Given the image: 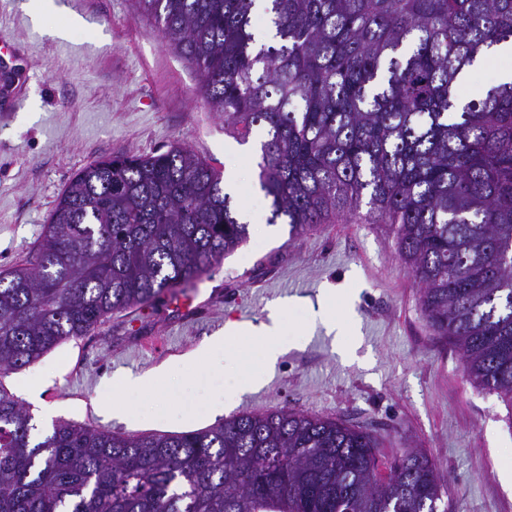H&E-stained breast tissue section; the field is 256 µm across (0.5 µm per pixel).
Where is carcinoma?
Segmentation results:
<instances>
[{
	"label": "carcinoma",
	"instance_id": "obj_1",
	"mask_svg": "<svg viewBox=\"0 0 512 512\" xmlns=\"http://www.w3.org/2000/svg\"><path fill=\"white\" fill-rule=\"evenodd\" d=\"M138 2L224 132H266L269 223L297 237L368 206L430 328L512 425V83L461 99L463 74L512 41V0ZM248 234L220 171L185 147L90 163L32 258L0 271V376L193 284ZM379 448L286 408L174 434L45 430L0 385V512H436L431 459L411 449L383 476Z\"/></svg>",
	"mask_w": 512,
	"mask_h": 512
}]
</instances>
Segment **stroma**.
Returning a JSON list of instances; mask_svg holds the SVG:
<instances>
[{
	"instance_id": "stroma-1",
	"label": "stroma",
	"mask_w": 512,
	"mask_h": 512,
	"mask_svg": "<svg viewBox=\"0 0 512 512\" xmlns=\"http://www.w3.org/2000/svg\"><path fill=\"white\" fill-rule=\"evenodd\" d=\"M28 0H0V56L16 76L18 107L0 104V270L26 260L75 173L109 156H146L180 144L222 174L238 209L256 224L249 237L182 297L114 313L100 332L61 343L29 367L0 376L36 421L55 419L115 433H181L224 417L286 407L341 419L373 432L385 457L419 449L432 458L455 512H512L501 472L512 463V412L469 380L456 348L435 336L421 309L420 285L399 258L387 225L341 218L294 238L269 222L259 186L260 143L225 135L224 120L202 98L190 65L163 41L137 0H54L33 23ZM335 289L334 310L350 347L311 304ZM281 304L288 350L272 367L262 345L209 372L190 354L230 322L266 321ZM165 368L157 391L130 393L116 377ZM261 372V386L231 393L226 373ZM124 405L128 416L114 414Z\"/></svg>"
}]
</instances>
